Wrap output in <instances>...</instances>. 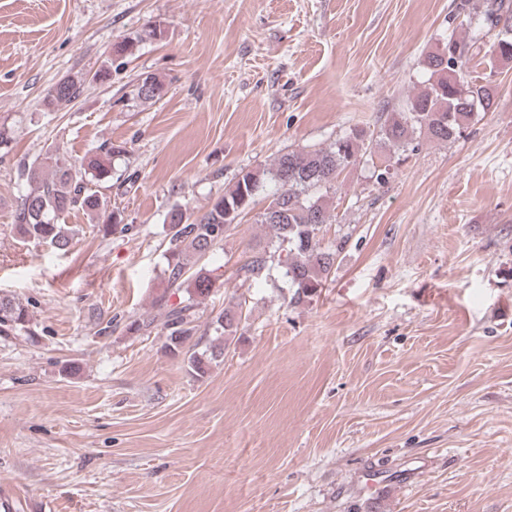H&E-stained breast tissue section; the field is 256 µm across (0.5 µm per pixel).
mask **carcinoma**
Wrapping results in <instances>:
<instances>
[{"label": "carcinoma", "mask_w": 512, "mask_h": 512, "mask_svg": "<svg viewBox=\"0 0 512 512\" xmlns=\"http://www.w3.org/2000/svg\"><path fill=\"white\" fill-rule=\"evenodd\" d=\"M484 23L496 29L493 59L512 62V3L491 0L482 12ZM472 44L448 36L442 50L425 56L423 69L428 78L420 91L408 98L400 112L384 120L374 133L363 127L349 128L328 148L315 146L288 147L276 155L271 168L241 171L224 195L214 199L208 209L193 218L175 205L165 217L169 237L168 277L163 292L152 302V312L142 320L126 326L130 334L149 330L154 324L166 332L165 349L173 357H184L187 366L198 376L207 372L203 355L191 351L196 334L195 301L207 297L214 287L211 275L190 269L214 247L224 241V228L241 223L255 206V198L266 182L276 186L267 205L255 216V223L266 225L271 249L257 252L242 270L260 274L270 264L285 269L289 287L294 289L292 301L312 299L328 281L336 254L343 242L321 246V234L334 221L327 196L336 187L343 172L372 156L376 145L400 149L418 135L433 142L460 138L468 125L481 112L495 103V87L485 78L470 75L468 63ZM138 85L134 98L142 103H155L165 92V82L147 74ZM84 76H65L47 92L45 104L63 110L81 94ZM125 153V147L106 142L99 152L78 165L67 155L55 150L18 167L17 178L25 191L14 211V224L22 238L66 250L73 240L72 230L58 223L64 213L75 209L97 213L101 208L98 191L91 180L104 182L112 177V158ZM189 284L187 303L173 304L170 298ZM242 318V304L224 309L211 320L219 337L237 332ZM29 312L22 303L0 295V335L28 330Z\"/></svg>", "instance_id": "1"}]
</instances>
